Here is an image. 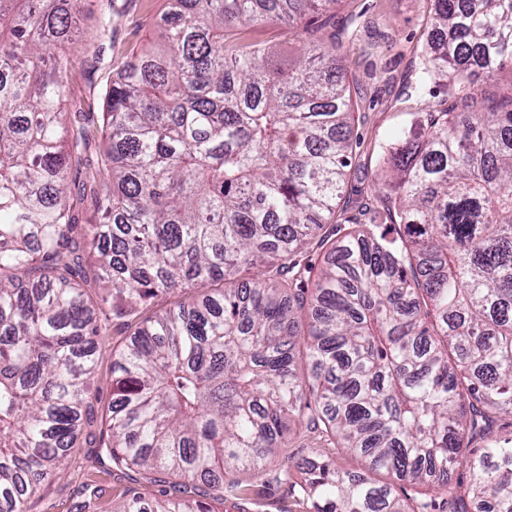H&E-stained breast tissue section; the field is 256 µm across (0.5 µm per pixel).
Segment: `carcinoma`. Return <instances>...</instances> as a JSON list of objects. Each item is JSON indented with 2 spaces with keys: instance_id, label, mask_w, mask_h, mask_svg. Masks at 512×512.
I'll return each instance as SVG.
<instances>
[{
  "instance_id": "cac0c4a2",
  "label": "carcinoma",
  "mask_w": 512,
  "mask_h": 512,
  "mask_svg": "<svg viewBox=\"0 0 512 512\" xmlns=\"http://www.w3.org/2000/svg\"><path fill=\"white\" fill-rule=\"evenodd\" d=\"M61 2L0 0V512H30L87 430L103 308L136 317L208 280L221 295L112 353L99 447L160 486L113 512L267 506L241 475L300 512H512V94L470 79L512 61V0H429L445 38L407 98L443 85L455 103L383 147L393 186L343 223L342 44L281 62L253 35L339 0H167L163 47L106 88L96 155L82 113L63 121L69 59L46 65L78 25ZM100 63L84 46V71ZM84 170L99 224L75 218Z\"/></svg>"
}]
</instances>
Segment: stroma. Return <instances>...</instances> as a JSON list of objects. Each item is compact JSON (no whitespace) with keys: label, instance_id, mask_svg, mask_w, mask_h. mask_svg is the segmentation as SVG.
<instances>
[{"label":"stroma","instance_id":"obj_1","mask_svg":"<svg viewBox=\"0 0 512 512\" xmlns=\"http://www.w3.org/2000/svg\"><path fill=\"white\" fill-rule=\"evenodd\" d=\"M428 0H340L336 23L343 26L344 49L349 50L345 79L351 88L355 132L360 145L350 168L346 194L369 188L375 181L380 145L410 125L414 114L436 108L446 100L442 89L419 100H405L404 90L412 79L413 60L427 37L424 17ZM167 18L166 0H114L112 43L105 53L121 61L135 43L158 42L159 29ZM112 73L101 69L84 75L72 71L67 77L63 109L80 111L86 125L97 126L104 110L103 93ZM135 321L108 316L106 333L96 353L97 366L91 402L95 420H102L112 401V352L134 331ZM106 451L78 440L71 462L60 478L44 487L31 504V512H112L122 493L135 491L143 498L157 497L156 485L139 472L113 469ZM96 487V495L85 494V486Z\"/></svg>","mask_w":512,"mask_h":512}]
</instances>
